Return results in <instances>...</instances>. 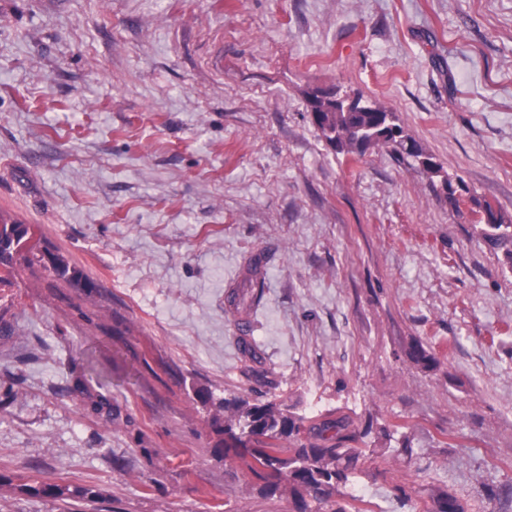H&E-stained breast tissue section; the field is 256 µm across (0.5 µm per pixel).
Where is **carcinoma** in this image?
<instances>
[{
	"mask_svg": "<svg viewBox=\"0 0 512 512\" xmlns=\"http://www.w3.org/2000/svg\"><path fill=\"white\" fill-rule=\"evenodd\" d=\"M315 125L326 141L339 153H363L372 145L386 148L398 158L411 155L414 159L425 158L428 164L423 170L432 174L440 171V165L433 157L417 147L414 139L405 133L402 126L390 113L382 108L374 112L347 109L336 102L312 96L308 100ZM488 214L484 233L492 246L505 249L504 255L512 268V225L505 222L491 205H484ZM39 241L35 231L26 224L0 221V286L10 285L26 270L49 262L50 273L90 294L98 284L83 270L69 263L60 253L46 249L47 255L37 250ZM265 256L259 254L247 262L244 290L233 291L227 298L232 312L241 315L249 313L258 304L264 281L256 280L261 273ZM224 410L232 414V421L217 428L231 441L225 452L233 454L247 470L262 481L260 490L274 494L289 490L293 495L306 492L314 505H304L302 512L313 508L322 512L333 495L341 494L339 485L347 483L353 462L357 459L355 449L349 444L356 441L351 430L353 420L340 414H328L318 422L304 426L305 418L288 412V406L280 401L266 400L249 403L246 400H224ZM336 432V443L321 446L316 440L324 438L328 431ZM429 512H463L459 501L444 488H435L429 495Z\"/></svg>",
	"mask_w": 512,
	"mask_h": 512,
	"instance_id": "obj_1",
	"label": "carcinoma"
}]
</instances>
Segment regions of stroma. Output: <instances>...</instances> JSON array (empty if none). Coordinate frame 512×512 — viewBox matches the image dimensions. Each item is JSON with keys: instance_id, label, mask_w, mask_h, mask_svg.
Listing matches in <instances>:
<instances>
[{"instance_id": "1", "label": "stroma", "mask_w": 512, "mask_h": 512, "mask_svg": "<svg viewBox=\"0 0 512 512\" xmlns=\"http://www.w3.org/2000/svg\"><path fill=\"white\" fill-rule=\"evenodd\" d=\"M316 90L394 112L441 175L336 153ZM487 203L512 220V0H0V219L98 284L7 291L0 512H298L225 454L223 399L349 415L363 455L332 503L442 487L512 512ZM257 254L264 380L227 304Z\"/></svg>"}]
</instances>
